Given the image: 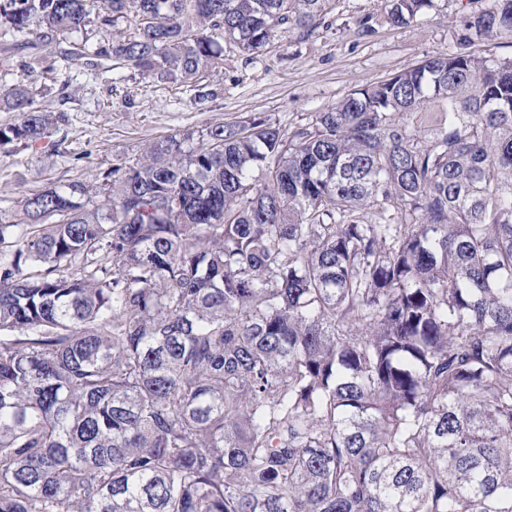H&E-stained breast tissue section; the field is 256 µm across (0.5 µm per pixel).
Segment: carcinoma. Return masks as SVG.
<instances>
[{"instance_id": "1", "label": "carcinoma", "mask_w": 512, "mask_h": 512, "mask_svg": "<svg viewBox=\"0 0 512 512\" xmlns=\"http://www.w3.org/2000/svg\"><path fill=\"white\" fill-rule=\"evenodd\" d=\"M334 6L0 0V29L45 83L112 60L198 91L223 44L253 60ZM433 8L385 0L397 27ZM464 30L512 32V0ZM2 109L0 149L66 121L23 81ZM21 207L0 512H512V58L427 55L304 123L168 135Z\"/></svg>"}]
</instances>
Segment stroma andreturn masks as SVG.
I'll return each mask as SVG.
<instances>
[{
    "instance_id": "stroma-1",
    "label": "stroma",
    "mask_w": 512,
    "mask_h": 512,
    "mask_svg": "<svg viewBox=\"0 0 512 512\" xmlns=\"http://www.w3.org/2000/svg\"><path fill=\"white\" fill-rule=\"evenodd\" d=\"M490 0H435L420 22L393 27L383 0H338L315 35L293 30L257 60L224 51V67L203 80L208 96L196 97L173 83L151 82L127 67L71 69L67 90L31 83L44 111L65 113L49 138L36 146L0 153V223L19 221L24 193L73 180H96L115 156L135 161L167 135L198 131L244 117L280 124L325 112L357 85L379 81L414 66L424 56L459 48L462 21ZM373 16L364 35L358 21ZM84 152L80 167L69 155Z\"/></svg>"
}]
</instances>
